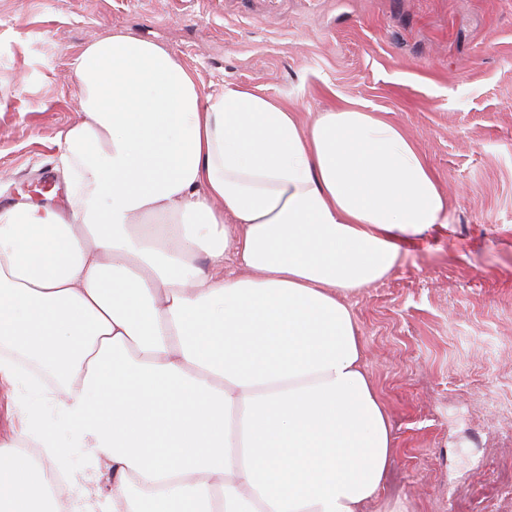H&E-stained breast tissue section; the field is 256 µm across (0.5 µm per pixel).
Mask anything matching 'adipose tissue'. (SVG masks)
<instances>
[{"mask_svg":"<svg viewBox=\"0 0 512 512\" xmlns=\"http://www.w3.org/2000/svg\"><path fill=\"white\" fill-rule=\"evenodd\" d=\"M73 79L69 211L0 207V512H59L27 444L110 469L69 512H368L398 449L348 299L448 224L417 147L121 33Z\"/></svg>","mask_w":512,"mask_h":512,"instance_id":"ef3b65f1","label":"adipose tissue"}]
</instances>
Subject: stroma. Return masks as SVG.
Masks as SVG:
<instances>
[{
    "mask_svg": "<svg viewBox=\"0 0 512 512\" xmlns=\"http://www.w3.org/2000/svg\"><path fill=\"white\" fill-rule=\"evenodd\" d=\"M120 32L203 91L246 85L305 121L354 103L418 146L449 226L351 298L400 452L372 512H512V0H0V207L58 195L82 118L72 64Z\"/></svg>",
    "mask_w": 512,
    "mask_h": 512,
    "instance_id": "1",
    "label": "stroma"
}]
</instances>
